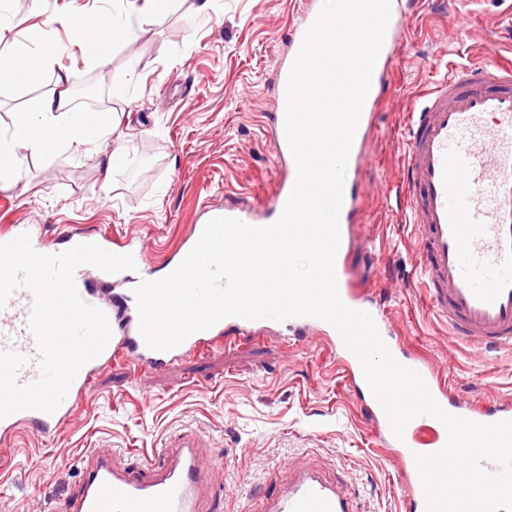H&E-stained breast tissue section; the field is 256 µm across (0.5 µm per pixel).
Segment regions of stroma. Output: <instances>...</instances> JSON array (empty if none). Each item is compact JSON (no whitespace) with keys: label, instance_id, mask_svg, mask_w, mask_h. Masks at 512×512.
<instances>
[{"label":"stroma","instance_id":"1","mask_svg":"<svg viewBox=\"0 0 512 512\" xmlns=\"http://www.w3.org/2000/svg\"><path fill=\"white\" fill-rule=\"evenodd\" d=\"M302 0H172L164 19L141 17L129 43L104 64L61 24L120 14L130 0H7L13 36L39 27L60 53L39 82L0 90V132L30 98L56 92L70 73L78 109H96L107 132L84 146L49 144L22 153L17 182L0 189V227L31 225L53 245L79 229L141 237L162 270L211 211L268 202L276 183L275 68ZM370 150L358 176L351 279L391 318L408 351L426 356L452 394L512 401V350L459 341L424 303L414 263L416 234L396 191L407 112L448 62L512 54V0H418ZM115 165L107 158L116 146ZM184 430L222 456L211 484L223 512H262L265 492L289 464L312 461L340 480L356 512H406L394 451L325 340L272 329L192 354L165 373L106 368L76 416L43 440L25 430L0 454V512H51L78 488L84 452L111 449L138 465Z\"/></svg>","mask_w":512,"mask_h":512}]
</instances>
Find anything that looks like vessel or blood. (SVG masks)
Listing matches in <instances>:
<instances>
[{
    "label": "vessel or blood",
    "mask_w": 512,
    "mask_h": 512,
    "mask_svg": "<svg viewBox=\"0 0 512 512\" xmlns=\"http://www.w3.org/2000/svg\"><path fill=\"white\" fill-rule=\"evenodd\" d=\"M408 16L392 5L383 45L377 57L347 165L360 170L366 156L375 117L383 102L398 56L396 35ZM316 18L302 6L290 35V50L298 52L307 29ZM280 177L269 207L279 219L297 176L286 137L276 145ZM401 187L406 209L420 239L417 265L429 301L449 330L460 339L488 350L512 349V60H483L452 66L448 75L431 82L421 94L417 109L409 115L407 148ZM361 197L352 181H345L339 216L340 244L348 246L358 222ZM70 245L95 243L116 254L132 255L135 270L118 273L92 271L83 265L74 281L80 297L103 311L111 337L96 358L78 372L65 399L53 413L22 410L0 419V444L10 445L16 434L29 429L47 439L80 409L99 372L120 360L143 369L162 370L191 353H201L221 341L223 333L246 334L255 321L227 317L211 328L194 333L168 351L149 348L139 331L134 307L135 288L156 280L143 243L135 238H116L106 232L83 233ZM337 288L342 302L357 308L359 292L347 280L343 257L335 259ZM121 283L122 293L106 298L99 286ZM32 297L16 291L0 309V352L26 357L17 380L27 385L40 376L39 354L28 328ZM393 357L414 369L425 380L432 396L448 413L491 424L512 420V406L498 402L481 405L449 395L434 364L402 347L397 333L375 301L366 307ZM295 331L323 334L341 351L347 373L360 363L347 351L338 331L314 317H291ZM430 437H423L416 422H409L403 439L395 440L404 480L408 512H425L422 484L414 460L422 444L440 450L447 431L432 420ZM200 439L182 434L168 447L142 459L140 466H121L108 449H95L83 457L79 489L60 505V512H209L210 475L217 460H204ZM264 512H353L346 493L328 483L315 470L291 468L288 481L269 497Z\"/></svg>",
    "instance_id": "b4317fda"
}]
</instances>
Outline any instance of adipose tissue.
Here are the masks:
<instances>
[{
  "label": "adipose tissue",
  "mask_w": 512,
  "mask_h": 512,
  "mask_svg": "<svg viewBox=\"0 0 512 512\" xmlns=\"http://www.w3.org/2000/svg\"><path fill=\"white\" fill-rule=\"evenodd\" d=\"M5 31V26L0 25V59L19 63L25 81H36L52 65L55 48L45 46L41 32H31L21 40H9ZM68 81V72L60 71L59 91L31 99L27 112L19 116L10 133L0 135L1 190L14 186L21 151L35 154L52 141L64 146L81 144L89 133L99 130V123L88 122L84 113L73 107L66 89Z\"/></svg>",
  "instance_id": "1"
}]
</instances>
